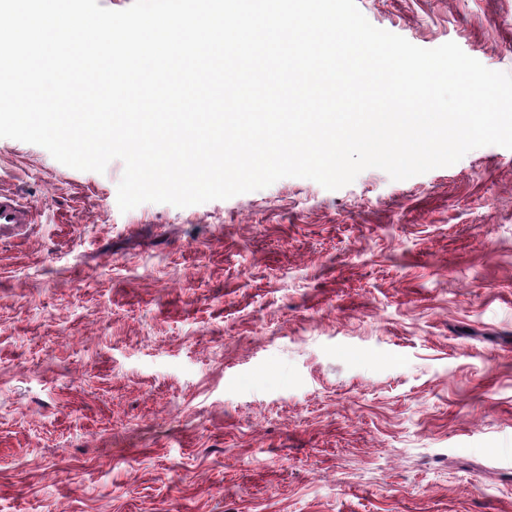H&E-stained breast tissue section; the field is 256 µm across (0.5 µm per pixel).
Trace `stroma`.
Wrapping results in <instances>:
<instances>
[{
    "label": "stroma",
    "mask_w": 512,
    "mask_h": 512,
    "mask_svg": "<svg viewBox=\"0 0 512 512\" xmlns=\"http://www.w3.org/2000/svg\"><path fill=\"white\" fill-rule=\"evenodd\" d=\"M512 74V0H356ZM0 138V512H512V149L117 205ZM32 210L12 194L0 193V226L34 223Z\"/></svg>",
    "instance_id": "stroma-1"
}]
</instances>
